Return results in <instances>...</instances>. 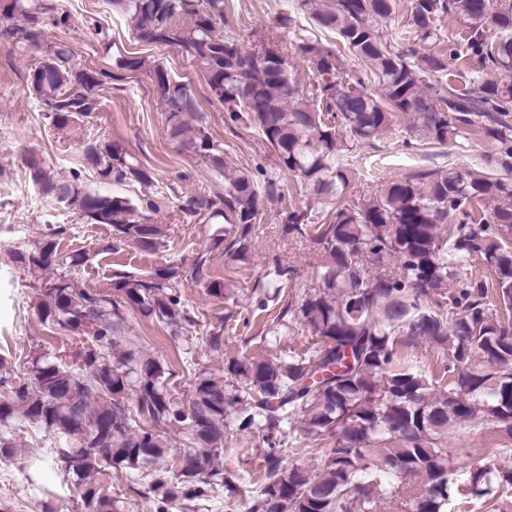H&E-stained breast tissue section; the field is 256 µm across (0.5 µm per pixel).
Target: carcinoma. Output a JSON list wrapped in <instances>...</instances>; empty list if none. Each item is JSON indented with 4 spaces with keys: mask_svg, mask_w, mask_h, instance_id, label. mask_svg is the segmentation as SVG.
I'll return each instance as SVG.
<instances>
[{
    "mask_svg": "<svg viewBox=\"0 0 512 512\" xmlns=\"http://www.w3.org/2000/svg\"><path fill=\"white\" fill-rule=\"evenodd\" d=\"M297 2L322 33L293 43L316 74L306 90L277 44L246 50L224 33V0H107L136 41L180 54L227 121L257 129L279 167L325 206L318 222L309 207H286L280 217L285 234L310 243L315 285L299 302L279 303L297 271L277 261L254 308L273 314L259 340L278 343L299 322L312 334L306 350L226 361L223 316L205 336L202 365L189 335L203 312L182 288L191 281L217 300L232 295L230 276L256 253L264 171L226 170L190 85L161 62L119 50L109 69L76 63L64 39L46 35L75 27L60 0H0V46L40 55L28 88L53 127L76 131L106 86L145 73L171 147L203 165L212 183L182 196L180 209L197 224L224 225L191 265L117 270L109 293L72 276L87 253L60 254L64 225L16 253L24 269L49 275L41 320L83 346L73 365L42 355L26 361V377L0 378V457L15 455L4 433L11 425L42 430L39 448L71 476L82 512H124L105 488L114 470L134 476L156 512L237 490L224 466L228 430L257 431L266 445L247 512H378L384 500L400 512H446L454 491L481 500L485 512H512V469L485 463L460 483L447 446L454 428L488 433L492 456L512 443V0H412L402 27L392 24L395 0ZM448 15L466 37L438 49L437 22ZM462 56L471 66L463 91L446 80L448 60ZM350 57L360 70L347 68ZM398 113L412 116L425 146L477 133L488 145L480 166L450 164L351 198L348 154L382 138ZM79 144L99 183L137 184L142 196L90 189L79 172L65 178L36 154L25 158L28 183L83 223L107 226L105 251L162 247L168 228L154 217L155 173L117 141ZM221 246L225 276L216 279ZM479 264L488 275L473 274ZM131 314L180 342L188 396L174 389L176 371L130 334ZM420 343L442 351L439 375L409 358ZM173 433L181 435L177 454ZM320 437L318 468L292 463Z\"/></svg>",
    "mask_w": 512,
    "mask_h": 512,
    "instance_id": "carcinoma-1",
    "label": "carcinoma"
}]
</instances>
